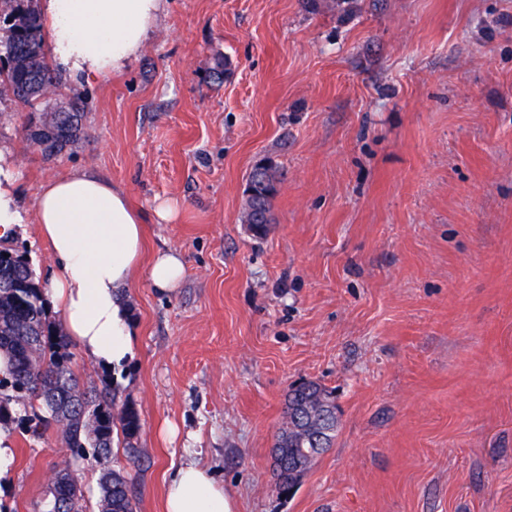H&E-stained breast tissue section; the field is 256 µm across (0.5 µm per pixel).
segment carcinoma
<instances>
[{"label":"carcinoma","instance_id":"1","mask_svg":"<svg viewBox=\"0 0 512 512\" xmlns=\"http://www.w3.org/2000/svg\"><path fill=\"white\" fill-rule=\"evenodd\" d=\"M43 22L35 0H0V54L9 57L0 69V99L29 108V140L46 158H54L81 138L84 102L78 94L66 96L68 111H56L51 95L65 87L66 79L43 50ZM254 193L245 196V224L272 223V204L278 194L276 164L265 157L248 175ZM0 355L12 371L0 378V427L14 422L12 409L24 408V432L33 439L50 425L63 434L69 454L48 484L47 497L35 505L37 512H85L78 471L87 460L86 449L98 460L112 456L115 438L122 439L129 465L143 467L138 448L140 415L130 401L120 402L109 378L101 385L86 384L73 366V353L62 324L51 315L40 283L28 257L12 246H0ZM286 408L305 415L299 422L285 419L275 445L280 448L276 489L300 484L307 468L288 480V456L294 448L331 446L336 431V403L331 390L307 381L288 394ZM134 477L124 468L100 472L98 512H136Z\"/></svg>","mask_w":512,"mask_h":512}]
</instances>
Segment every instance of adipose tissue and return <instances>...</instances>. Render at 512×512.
I'll return each instance as SVG.
<instances>
[{
	"instance_id": "obj_1",
	"label": "adipose tissue",
	"mask_w": 512,
	"mask_h": 512,
	"mask_svg": "<svg viewBox=\"0 0 512 512\" xmlns=\"http://www.w3.org/2000/svg\"><path fill=\"white\" fill-rule=\"evenodd\" d=\"M162 0H39L53 59L77 84L123 71L155 31ZM19 178L11 154L0 151V240H11L27 221L49 249L56 271L47 302L58 310L69 340L98 367L132 359L136 321L128 291L139 266L145 219L124 189L74 171L47 181L35 211L17 204ZM185 276L178 251H158L147 277L162 295L177 293ZM163 512H237L235 498L208 467L185 462L163 488Z\"/></svg>"
}]
</instances>
